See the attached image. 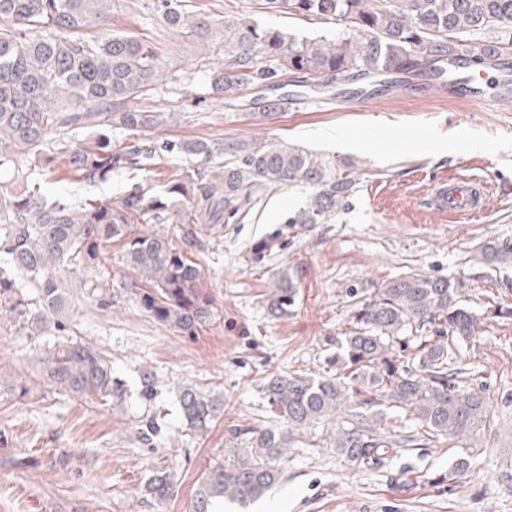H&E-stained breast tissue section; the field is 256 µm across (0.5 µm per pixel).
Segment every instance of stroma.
<instances>
[{
  "mask_svg": "<svg viewBox=\"0 0 512 512\" xmlns=\"http://www.w3.org/2000/svg\"><path fill=\"white\" fill-rule=\"evenodd\" d=\"M155 0H116L114 30L159 44L176 73L151 108L167 117L150 141L205 137L293 144L336 166H352L357 186L326 224H289L308 188L267 192L237 223L198 225L193 258L211 300V322L187 335L154 321L139 306L121 243L95 267L62 271L73 307L64 338L81 341L112 365L108 400L80 399L48 384L41 359L52 336L0 333V512H192L198 482L226 457L231 429L269 427L273 415L260 390L270 374L321 371L326 349L347 331L349 289L371 288L410 273L447 275L463 283L476 311L512 307V264L474 275L473 258L490 241L512 239V97L475 107L420 75L349 106L350 89L316 103L288 105L266 118L241 103L208 95L221 53H203L192 38L166 31ZM263 25L315 38L335 25H310L288 13L239 0ZM471 175L489 184L478 220L449 222L430 204L432 182ZM45 183L63 195L117 199L121 172L92 187L71 180L57 162ZM274 237L256 263L251 247ZM294 274L293 315L276 319L262 300L276 272ZM85 280L101 290L82 288ZM458 360L477 369L490 424L472 438L422 447L407 456L358 466L332 446L336 422L301 431L284 462V479L263 498L224 512H512V318H486L475 336L455 340ZM155 375L144 397L140 375ZM193 387L219 396L224 412L204 433L189 429L179 394ZM472 470L454 484H435L463 448ZM158 466L175 476L162 503L144 494Z\"/></svg>",
  "mask_w": 512,
  "mask_h": 512,
  "instance_id": "35a3bbf8",
  "label": "stroma"
}]
</instances>
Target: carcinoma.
Segmentation results:
<instances>
[{
	"instance_id": "obj_1",
	"label": "carcinoma",
	"mask_w": 512,
	"mask_h": 512,
	"mask_svg": "<svg viewBox=\"0 0 512 512\" xmlns=\"http://www.w3.org/2000/svg\"><path fill=\"white\" fill-rule=\"evenodd\" d=\"M299 19L339 26L330 39L307 40L265 28L245 15L217 20L183 9L181 0H157L155 11L172 32L214 52L224 49V68L209 74L211 94L237 100L246 90L285 86L299 75L310 88L359 82L382 73L413 74L420 62L442 73L451 51L471 64L502 66L512 58V0H265ZM112 0H0V172L13 186L0 196V332L45 336L61 330L70 307L55 271L93 267L114 241L126 263L148 287L139 305L157 322L191 334L211 319L201 270L172 238L141 224H222L242 205L272 187L304 185L306 204L287 224H326L354 189L353 172L292 144L212 141L207 138L145 143L139 136L159 126L160 112L136 106L160 90L171 71L163 49L109 28ZM97 29L86 38L84 31ZM118 126L133 141L112 147ZM91 129L80 146L72 134ZM188 155L190 170H174L161 190L134 183L117 201L66 198L44 189L32 168L68 161L75 178L96 185L115 172H148L161 159ZM224 164V176L210 168ZM479 263L512 261V240L480 247ZM36 289L30 298L26 289ZM462 283L443 275L391 278L377 288H352L349 331L321 375L274 374L262 383L271 413L285 428L251 429L244 448H233L201 478L194 512H221L224 501L247 504L282 478L293 430L335 416L334 448L356 465L400 458L416 446L413 434L383 431L391 416L415 423L428 441L459 440L484 426L490 411L482 392L466 385L468 369L456 365L449 339L471 336L485 318L461 297ZM298 282L283 275L265 295L274 317L294 311ZM414 344L403 343L404 335ZM46 378L78 398L112 397V366L78 341L57 342L42 359ZM190 429L207 430L224 411L223 400L195 388L180 393ZM174 476L157 467L146 481L155 501L167 500Z\"/></svg>"
}]
</instances>
